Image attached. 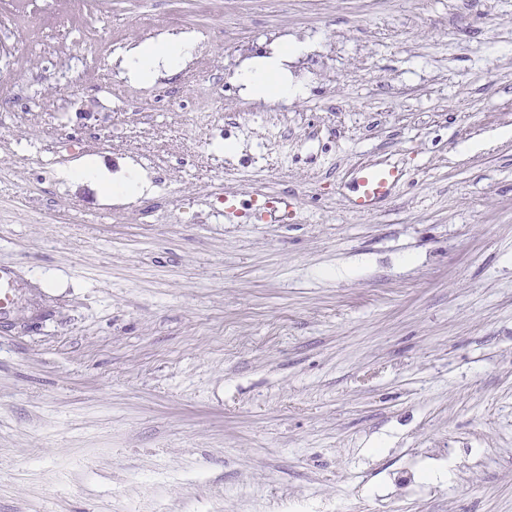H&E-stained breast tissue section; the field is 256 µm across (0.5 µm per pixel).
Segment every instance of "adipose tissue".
<instances>
[{
  "label": "adipose tissue",
  "mask_w": 512,
  "mask_h": 512,
  "mask_svg": "<svg viewBox=\"0 0 512 512\" xmlns=\"http://www.w3.org/2000/svg\"><path fill=\"white\" fill-rule=\"evenodd\" d=\"M194 48L190 37L177 40H158L139 45L125 58L123 65L129 75L140 82L153 81L159 70H179L191 56ZM291 55L290 50H279L274 56L251 67L244 68L238 79L248 93L256 98H296L302 96L301 85L288 81L284 75V65ZM65 177L81 178L100 185L109 193L116 192L127 196L141 194L144 184L138 173L131 172L120 180H112L105 175L95 161H87L83 167L68 169Z\"/></svg>",
  "instance_id": "obj_1"
}]
</instances>
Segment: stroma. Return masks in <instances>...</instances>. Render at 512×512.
Listing matches in <instances>:
<instances>
[{"label": "stroma", "mask_w": 512, "mask_h": 512, "mask_svg": "<svg viewBox=\"0 0 512 512\" xmlns=\"http://www.w3.org/2000/svg\"><path fill=\"white\" fill-rule=\"evenodd\" d=\"M0 265V512H512V0H0ZM194 48L192 39L183 36L178 40H158L139 45L123 61V67L135 80L151 82L161 68L167 71L179 70L191 56ZM291 49L281 48L274 56L252 67L244 68L237 77L248 93L255 98H297L302 96L301 85L288 81L284 64L288 63ZM63 176L95 182L108 193L116 192L126 196L139 195L143 192L144 187L139 174L136 172H129L120 180L113 182L112 178L105 175L94 160H88L82 168L65 170ZM403 170L396 165H358L352 173V195L349 208L359 214L372 212L380 203L388 200L403 180ZM247 206L248 210H251L261 221L269 218L274 222L281 223L288 219V200L284 197L277 195L254 196L251 197Z\"/></svg>", "instance_id": "stroma-1"}]
</instances>
